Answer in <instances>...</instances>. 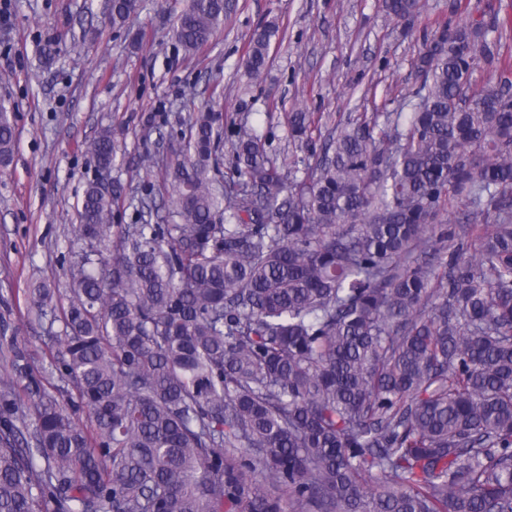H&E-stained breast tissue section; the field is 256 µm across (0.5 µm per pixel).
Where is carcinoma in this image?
Instances as JSON below:
<instances>
[{"instance_id": "obj_1", "label": "carcinoma", "mask_w": 512, "mask_h": 512, "mask_svg": "<svg viewBox=\"0 0 512 512\" xmlns=\"http://www.w3.org/2000/svg\"><path fill=\"white\" fill-rule=\"evenodd\" d=\"M138 10L112 0V25ZM222 24L224 0H187L176 37L194 52ZM278 32L253 33L250 81ZM415 67L386 124L337 125L312 164L240 129L222 181L212 94L178 118L180 157L145 159L171 224L147 204L115 224L125 186L87 183L65 288L24 293L42 315L67 299L44 373L72 391L16 346L0 362V512H512V46L440 25ZM15 147L0 105L1 169ZM123 148L111 128L85 144L98 171Z\"/></svg>"}]
</instances>
